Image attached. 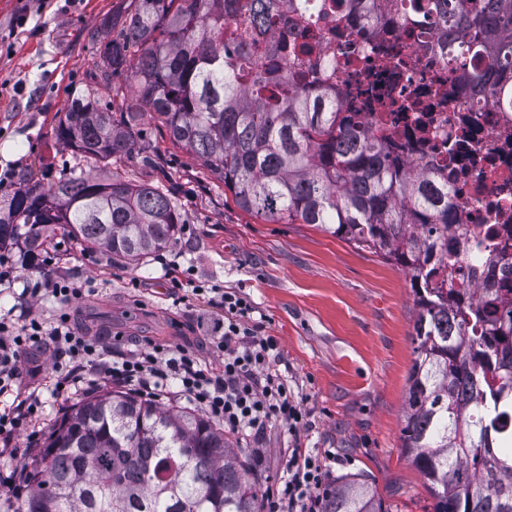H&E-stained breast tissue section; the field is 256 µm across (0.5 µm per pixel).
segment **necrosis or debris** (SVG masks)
Here are the masks:
<instances>
[{
    "label": "necrosis or debris",
    "instance_id": "1",
    "mask_svg": "<svg viewBox=\"0 0 512 512\" xmlns=\"http://www.w3.org/2000/svg\"><path fill=\"white\" fill-rule=\"evenodd\" d=\"M311 41L321 83L335 88L341 112L386 143L401 165L426 167L447 183L466 229L456 283L482 282V242L511 260L512 105L476 95L436 36L404 21L389 0H372L364 11L326 0L313 23L285 4L260 36L261 48L291 56ZM387 92L409 111L362 107L363 97Z\"/></svg>",
    "mask_w": 512,
    "mask_h": 512
}]
</instances>
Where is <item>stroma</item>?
<instances>
[{
    "mask_svg": "<svg viewBox=\"0 0 512 512\" xmlns=\"http://www.w3.org/2000/svg\"><path fill=\"white\" fill-rule=\"evenodd\" d=\"M121 0H0V171L12 178L0 196L27 179L51 184L92 172L93 162L63 148L54 127L67 101L89 84L94 41L103 18ZM145 156L116 168L125 178L171 191L185 223L161 258L140 268L87 253L63 230L44 247L58 274L86 282L70 304L76 332L100 339L113 356L149 345L182 346L212 367L223 354L213 344L217 311L184 298L164 261L190 272L196 285L238 291L250 298L252 324L274 337L280 371L309 413L297 435L272 428L258 488L279 474L285 446L331 449L334 478L362 474L374 480L388 512H434V501L401 448L416 306L404 269L309 224H276L241 210L230 192L174 146L165 127H136ZM22 282L0 286V315L33 311L45 323L57 314L53 298L27 302ZM53 348L21 355V378L0 396L13 410L36 387L52 381ZM73 402L48 398L38 426L28 425L0 448L25 455L44 447Z\"/></svg>",
    "mask_w": 512,
    "mask_h": 512,
    "instance_id": "35a3bbf8",
    "label": "stroma"
}]
</instances>
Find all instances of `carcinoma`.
<instances>
[{
	"mask_svg": "<svg viewBox=\"0 0 512 512\" xmlns=\"http://www.w3.org/2000/svg\"><path fill=\"white\" fill-rule=\"evenodd\" d=\"M441 42L461 30L477 94L509 97L512 0H424ZM278 0H130L103 20L118 30L91 79L130 74L171 142L224 184L241 210L313 224L404 268L417 315L401 448L434 512H512V279L454 286L448 184L401 168L291 63L266 68L258 32ZM376 112L407 110L383 96ZM139 112L115 113L89 89L55 128L99 172L26 183L0 201V247H44L59 226L90 251L137 267L169 247L184 220L170 194L110 169L136 151ZM16 512H261L256 483L224 428L189 407L112 390L88 396L31 452ZM323 512H387L363 475L336 482Z\"/></svg>",
	"mask_w": 512,
	"mask_h": 512,
	"instance_id": "cac0c4a2",
	"label": "carcinoma"
}]
</instances>
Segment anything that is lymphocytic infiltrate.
Masks as SVG:
<instances>
[{
    "mask_svg": "<svg viewBox=\"0 0 512 512\" xmlns=\"http://www.w3.org/2000/svg\"><path fill=\"white\" fill-rule=\"evenodd\" d=\"M211 305L223 315V331L215 344L224 362L217 371L183 347L157 346L131 352L116 362L108 360L106 346L74 332L64 312L49 330L32 313L20 324L1 317L0 394L11 391L18 380L24 347L50 345L68 359L65 369L54 378L55 396L71 397L90 374L150 397L173 391L223 423L225 432L245 442L254 461H261L260 445L267 429L278 425L296 435L306 426L308 412L278 369L281 351L277 341L248 327L253 310L249 298L225 291ZM335 461V453L329 450L289 449L278 479L262 494L263 512H322L323 500L331 491Z\"/></svg>",
    "mask_w": 512,
    "mask_h": 512,
    "instance_id": "obj_1",
    "label": "lymphocytic infiltrate"
}]
</instances>
